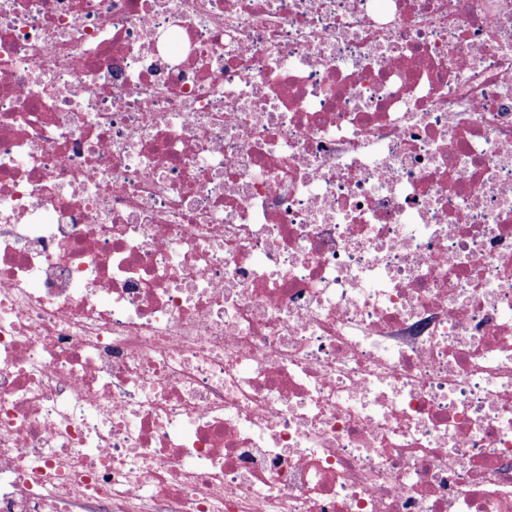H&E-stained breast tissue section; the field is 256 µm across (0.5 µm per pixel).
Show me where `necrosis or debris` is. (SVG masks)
<instances>
[{"label": "necrosis or debris", "instance_id": "necrosis-or-debris-1", "mask_svg": "<svg viewBox=\"0 0 512 512\" xmlns=\"http://www.w3.org/2000/svg\"><path fill=\"white\" fill-rule=\"evenodd\" d=\"M0 512H512V0H0Z\"/></svg>", "mask_w": 512, "mask_h": 512}]
</instances>
